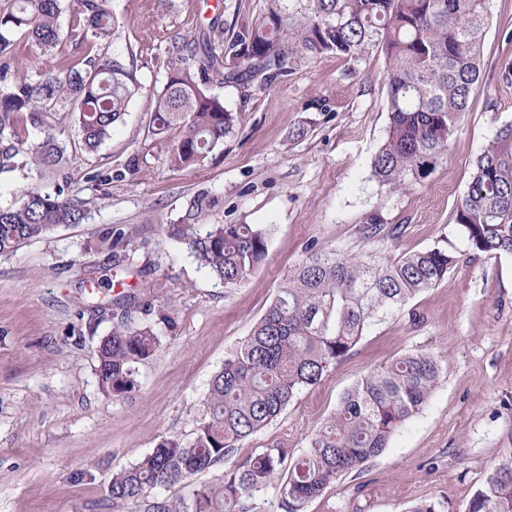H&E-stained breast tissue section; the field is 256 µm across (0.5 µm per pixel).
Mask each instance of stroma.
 Listing matches in <instances>:
<instances>
[{
    "label": "stroma",
    "mask_w": 512,
    "mask_h": 512,
    "mask_svg": "<svg viewBox=\"0 0 512 512\" xmlns=\"http://www.w3.org/2000/svg\"><path fill=\"white\" fill-rule=\"evenodd\" d=\"M258 15L265 0H112L124 23L115 53L133 56L141 88L96 151L69 143L71 195L92 207L87 223L0 255V512H113L107 485L164 438H192L206 415L209 383L247 336L306 246L358 260H395L443 248L459 263L407 312L369 330L271 424L244 441L247 457L276 445L305 451L342 394L374 368L421 351L443 377L422 412L387 450L331 485L305 512H468L499 465L512 461V255L472 249L455 222L476 157L512 123V0H489L482 82L448 153L431 173L390 189L372 160L387 137L388 64L377 49L358 58L306 54L292 74L242 96L214 85L239 116L213 161L174 171L145 154L149 108L173 38L208 24L219 2ZM140 165H133V158ZM110 175L108 184L93 182ZM31 184L53 189L35 167L0 173V206ZM216 201L213 224L271 226L266 261L227 289L167 234L188 198ZM388 235L365 237L366 224ZM121 229L135 244L115 280L103 237ZM106 299L120 291L165 308L159 350L139 364L129 397L103 394L95 369L111 310H97L87 278Z\"/></svg>",
    "instance_id": "obj_1"
}]
</instances>
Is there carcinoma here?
Returning a JSON list of instances; mask_svg holds the SVG:
<instances>
[{"instance_id": "1", "label": "carcinoma", "mask_w": 512, "mask_h": 512, "mask_svg": "<svg viewBox=\"0 0 512 512\" xmlns=\"http://www.w3.org/2000/svg\"><path fill=\"white\" fill-rule=\"evenodd\" d=\"M255 17L215 18L172 42L165 79L150 108V148L189 170L212 159L238 122L211 91L214 81L247 94L286 76L303 54L358 57L381 49L389 62V132L372 161L379 183L397 187L423 177L448 152L472 93L482 80L489 0H265ZM63 0H0V172L29 164L58 173L53 191L30 186L18 206L0 207V255L68 224L90 218L87 202L65 195L62 124L78 128L83 149L112 136L140 88L134 65L109 53L121 22L112 0H76L68 27ZM20 39L42 66L15 67ZM81 54L60 56L63 41ZM215 201L202 192L186 201L169 235L226 288L240 285L266 260L270 229L210 224ZM455 221L474 250L512 254V123L501 126L474 162ZM458 263L440 248L393 261H358L307 249L279 286L251 333L224 358L206 396V418L190 440L170 437L113 474L114 512L158 488L187 482L224 464L223 482L194 490L191 503L155 499L146 512H254L256 499L282 477L284 512H304L343 474L388 448L421 413L443 366L424 352L373 369L348 388L308 449L267 448L245 459L242 442L317 384L374 326L398 317L418 294L438 285ZM120 319L98 347L101 392L126 397L139 386L137 365L161 346L155 324L139 319L136 298L115 300ZM469 512H512V464L497 468Z\"/></svg>"}]
</instances>
